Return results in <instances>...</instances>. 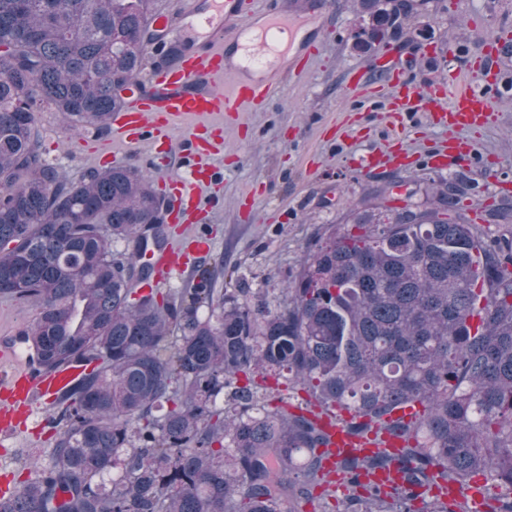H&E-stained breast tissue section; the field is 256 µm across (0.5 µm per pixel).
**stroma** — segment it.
<instances>
[{
	"label": "stroma",
	"mask_w": 512,
	"mask_h": 512,
	"mask_svg": "<svg viewBox=\"0 0 512 512\" xmlns=\"http://www.w3.org/2000/svg\"><path fill=\"white\" fill-rule=\"evenodd\" d=\"M411 26L395 48L422 87L441 71L468 70L484 58L485 46H492L502 79L489 121L451 134L416 111L395 130L380 104L350 111L351 71L361 72L368 90L381 84L382 76L370 71L371 54L354 50L355 14L343 0L314 34L320 53L310 68L288 75L266 104L225 120L212 157L217 179L205 219L210 249L193 259L187 272L174 275L169 289L190 287L198 271L219 256L225 287L244 279L261 288L269 277L286 284L328 225L345 223L349 211H362L373 187L393 180L398 194H412L422 205L425 188L454 179L464 192L466 218L485 237L502 233L491 212L512 207V0H431L428 18ZM36 118L47 160L71 181L95 165L85 151L110 137L106 128L72 130L47 108ZM451 135L475 145L473 163L431 167L441 141ZM390 143L404 151L402 165L356 167V159ZM52 449V442L32 433L18 438L15 448L0 456V489L31 479L34 462L47 461Z\"/></svg>",
	"instance_id": "obj_1"
}]
</instances>
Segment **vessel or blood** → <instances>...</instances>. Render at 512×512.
Instances as JSON below:
<instances>
[{
  "mask_svg": "<svg viewBox=\"0 0 512 512\" xmlns=\"http://www.w3.org/2000/svg\"><path fill=\"white\" fill-rule=\"evenodd\" d=\"M263 3L258 18L248 0H188L178 13L154 14L152 25L165 34L154 47L158 58L151 76L154 90L146 95L139 84H132L128 106L112 115L113 144L136 149L146 143L155 156L173 151L169 133L175 124L187 123L190 158L162 180L168 200L180 205L187 217L206 211L207 190L214 179L210 159L216 152L210 138L216 128L213 116L264 103L283 72L304 70L316 53L314 44L296 42L295 31L302 23L319 25L328 0H303L294 11L285 9L282 0ZM373 68L385 76L380 89L396 117L423 110L434 125L466 129L485 124L494 109L497 81L482 68L449 73L446 87L440 90L420 88L393 72L384 51ZM474 155V146L451 138L437 150L434 163L451 169ZM183 230L181 244L145 253L144 262L155 268L151 287H161L171 274L186 270L193 252L207 251V242L193 232L189 220ZM84 371L79 364L41 370L22 358L11 341L0 342V447H11L21 423L42 419Z\"/></svg>",
  "mask_w": 512,
  "mask_h": 512,
  "instance_id": "vessel-or-blood-1",
  "label": "vessel or blood"
}]
</instances>
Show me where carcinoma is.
Returning <instances> with one entry per match:
<instances>
[{"instance_id":"carcinoma-1","label":"carcinoma","mask_w":512,"mask_h":512,"mask_svg":"<svg viewBox=\"0 0 512 512\" xmlns=\"http://www.w3.org/2000/svg\"><path fill=\"white\" fill-rule=\"evenodd\" d=\"M426 0H360L355 48L386 45ZM154 0H0V297L38 309L20 331L45 370L90 369L59 400L64 426L0 512H455L423 488L482 482L512 512V239L484 240L459 207L388 205L331 231L294 280L144 288L140 254L167 243L168 200L135 168L67 180L35 113L105 126L142 70ZM123 242L128 253L113 250ZM480 314L472 329L469 319ZM305 395L288 402L282 389ZM421 402L422 415L392 414ZM399 453L335 457L323 417ZM394 468L387 490L369 476Z\"/></svg>"}]
</instances>
